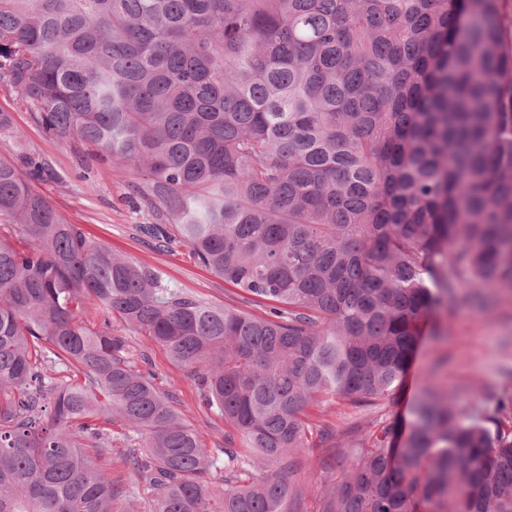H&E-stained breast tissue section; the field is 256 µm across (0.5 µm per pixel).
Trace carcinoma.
I'll use <instances>...</instances> for the list:
<instances>
[{"label":"carcinoma","mask_w":512,"mask_h":512,"mask_svg":"<svg viewBox=\"0 0 512 512\" xmlns=\"http://www.w3.org/2000/svg\"><path fill=\"white\" fill-rule=\"evenodd\" d=\"M0 87L117 171L163 250L259 316L90 240L0 160V512H286L300 456L357 449L321 512H512V395L375 407L436 315L512 287V0H0ZM224 417L206 447L112 320ZM121 427L113 433L112 426ZM260 476L252 478L253 473ZM119 439L112 441V450L103 456L101 464L112 473V478L134 491L141 502L142 510L148 512L147 489L145 482L126 463V448Z\"/></svg>","instance_id":"1"}]
</instances>
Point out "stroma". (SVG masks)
<instances>
[{
    "label": "stroma",
    "mask_w": 512,
    "mask_h": 512,
    "mask_svg": "<svg viewBox=\"0 0 512 512\" xmlns=\"http://www.w3.org/2000/svg\"><path fill=\"white\" fill-rule=\"evenodd\" d=\"M0 111L11 113L23 132L18 139L0 135V159L17 164L26 156L45 158L54 175L40 182L39 188L66 220L80 225L92 240L152 267L171 287L216 307L242 306V291L195 264L185 247L165 252L139 232L146 216L133 199L131 186L137 180L133 166L120 174L112 163L76 152L34 122L16 95L3 89ZM129 341L135 356L145 357V367L153 372L158 387L175 396L176 408L200 440L210 447L223 443V418L202 404L187 372L147 336L133 333ZM430 385L447 392L449 400L466 410L481 404L482 389L512 391V290H496L487 307L472 302L443 313L440 336L424 337L398 389L379 406L356 409L349 416L361 424L376 418L407 419L416 397ZM341 474L338 468L325 471L317 463L305 464L296 479L307 491L289 503L290 512H321L317 488Z\"/></svg>",
    "instance_id": "35a3bbf8"
}]
</instances>
